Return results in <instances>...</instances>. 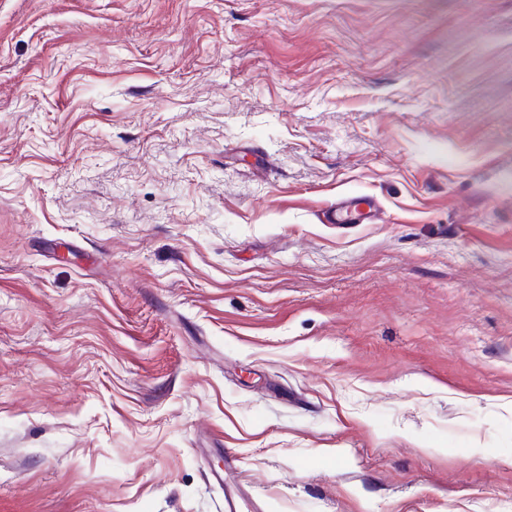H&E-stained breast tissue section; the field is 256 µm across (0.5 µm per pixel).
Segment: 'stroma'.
<instances>
[{
    "mask_svg": "<svg viewBox=\"0 0 512 512\" xmlns=\"http://www.w3.org/2000/svg\"><path fill=\"white\" fill-rule=\"evenodd\" d=\"M229 497L512 512V0H0V512ZM378 200L371 196H352L336 201L331 210L332 224H369L380 213Z\"/></svg>",
    "mask_w": 512,
    "mask_h": 512,
    "instance_id": "35a3bbf8",
    "label": "stroma"
}]
</instances>
